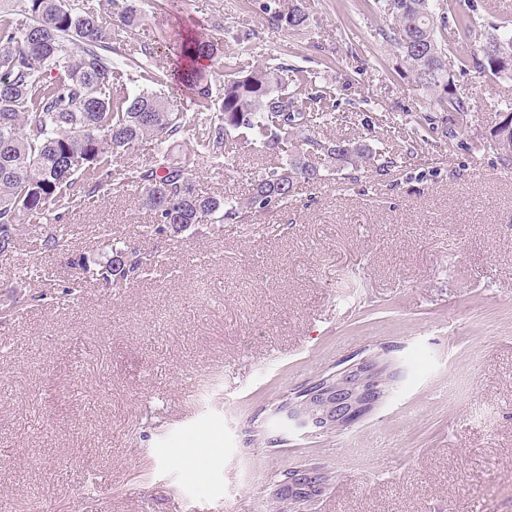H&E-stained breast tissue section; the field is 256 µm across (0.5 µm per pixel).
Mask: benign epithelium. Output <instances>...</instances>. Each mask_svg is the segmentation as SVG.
Wrapping results in <instances>:
<instances>
[{
  "label": "benign epithelium",
  "mask_w": 512,
  "mask_h": 512,
  "mask_svg": "<svg viewBox=\"0 0 512 512\" xmlns=\"http://www.w3.org/2000/svg\"><path fill=\"white\" fill-rule=\"evenodd\" d=\"M395 374L381 355L362 356L288 393L273 414L304 435L347 429L386 397Z\"/></svg>",
  "instance_id": "obj_1"
}]
</instances>
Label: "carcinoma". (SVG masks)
I'll use <instances>...</instances> for the list:
<instances>
[{
  "label": "carcinoma",
  "instance_id": "obj_1",
  "mask_svg": "<svg viewBox=\"0 0 512 512\" xmlns=\"http://www.w3.org/2000/svg\"><path fill=\"white\" fill-rule=\"evenodd\" d=\"M428 2L385 0L394 26L379 29L378 35L395 47L432 111L452 107L459 123L450 128L448 146L461 148L470 112L456 93L448 55L461 71L472 65L485 78L512 81V69L500 65V48L512 46V19L487 27L473 4L464 10L458 0H448L438 16ZM22 12L26 21L21 24L0 19V252L15 247L18 225L44 217L52 202L73 190L79 179L90 176L95 191L110 194L112 157L131 142L155 138L163 143L189 127L186 115L172 111L156 92L142 90L112 103L113 46L103 17L78 11L64 0H24ZM266 12L272 24L292 32L303 31L309 23L306 0H296L286 14L269 8ZM218 51L214 42L197 40L180 43L178 53L212 59ZM285 71L275 65L228 74L201 147L214 159L252 145L276 157L286 153L288 159L267 166L243 199L199 194L185 181L184 163L159 159L134 168L131 183L155 215L150 232L178 234L205 220L233 224L248 211L284 205L298 182L322 179V160L338 170L383 172L392 164L391 157L366 143L354 142L342 154L336 152L335 140L299 137L300 130H292L290 122L304 117L303 106L323 100L324 93H307L302 81L288 96L280 95ZM177 81L194 91L196 105L211 102L209 85L193 71L178 74ZM504 134L512 136V106L486 138V148L509 169L512 155L500 154L496 146ZM298 137L301 143L292 145ZM104 248L102 258L81 256L74 264L107 288L123 287L152 264L136 249L110 239ZM323 483L324 477L314 475L286 492L313 497Z\"/></svg>",
  "mask_w": 512,
  "mask_h": 512
}]
</instances>
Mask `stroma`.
<instances>
[{
	"label": "stroma",
	"instance_id": "1",
	"mask_svg": "<svg viewBox=\"0 0 512 512\" xmlns=\"http://www.w3.org/2000/svg\"><path fill=\"white\" fill-rule=\"evenodd\" d=\"M112 26L113 97L160 89L194 131L212 113L156 86L178 38L219 42L241 66L287 67L325 92L308 127L391 156L387 174L299 182L288 204L236 224L152 236L124 177L162 156L188 161L201 194L246 197L267 158L197 156L191 138L131 143L111 194L83 182L0 254V512H266L286 470L330 477L293 512H512V170L484 142L512 82L475 70L457 91L473 123L463 148L421 117L423 94L364 0H308L291 33L266 13L294 0H68ZM140 23L123 25V6ZM162 262L114 290L75 258L101 226ZM62 253H33L47 232ZM397 372L348 429L282 430L289 391L355 356Z\"/></svg>",
	"mask_w": 512,
	"mask_h": 512
}]
</instances>
